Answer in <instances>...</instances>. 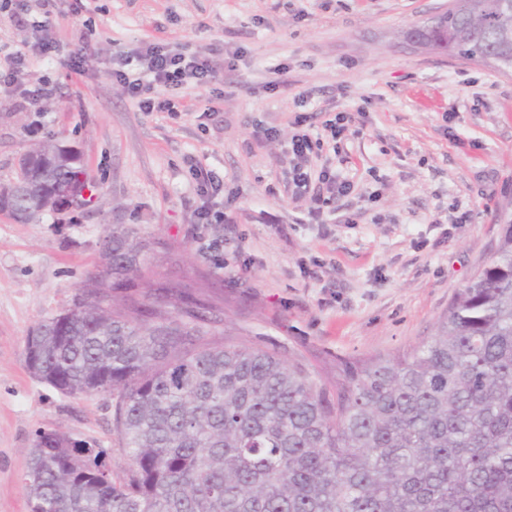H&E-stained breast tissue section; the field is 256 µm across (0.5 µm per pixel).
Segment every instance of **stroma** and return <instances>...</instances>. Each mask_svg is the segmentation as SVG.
Instances as JSON below:
<instances>
[{"label":"stroma","instance_id":"stroma-1","mask_svg":"<svg viewBox=\"0 0 512 512\" xmlns=\"http://www.w3.org/2000/svg\"><path fill=\"white\" fill-rule=\"evenodd\" d=\"M450 0H9L0 49H56L0 86V184L52 139L74 148L85 205L23 224L0 215V512H29L28 450L58 430L129 460L111 396H69L25 364L29 333L73 306L102 272L113 225L150 251L144 278L187 284L211 340L277 352L332 379L336 361L410 352L496 255L512 210V70L431 49L404 31ZM155 43L204 53L216 82L159 90L143 112L113 82V57ZM53 88L39 109L24 91ZM349 117L337 140L326 120ZM312 163L353 184L294 199L296 117ZM220 184L209 193L210 183ZM223 221L200 223L202 209Z\"/></svg>","mask_w":512,"mask_h":512}]
</instances>
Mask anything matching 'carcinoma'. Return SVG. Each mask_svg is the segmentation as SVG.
I'll use <instances>...</instances> for the list:
<instances>
[{
	"label": "carcinoma",
	"instance_id": "obj_1",
	"mask_svg": "<svg viewBox=\"0 0 512 512\" xmlns=\"http://www.w3.org/2000/svg\"><path fill=\"white\" fill-rule=\"evenodd\" d=\"M506 0H458L423 35L430 48L512 69ZM37 182L73 184L85 170L53 142ZM49 210L33 194L13 219ZM494 261L457 294L434 336L412 352L340 361L332 383L247 346H213L180 283L158 295L174 319L132 300L146 244L116 227L104 239L112 282L95 278L67 324L36 327L32 374L75 396L115 399L127 451L116 481L106 451L39 432L24 486L30 512H512V215L501 213Z\"/></svg>",
	"mask_w": 512,
	"mask_h": 512
}]
</instances>
